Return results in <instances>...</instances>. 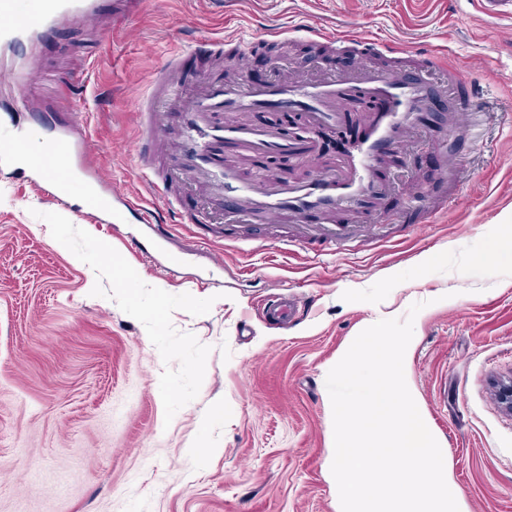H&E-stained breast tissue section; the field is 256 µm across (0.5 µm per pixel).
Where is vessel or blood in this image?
<instances>
[{
  "mask_svg": "<svg viewBox=\"0 0 512 512\" xmlns=\"http://www.w3.org/2000/svg\"><path fill=\"white\" fill-rule=\"evenodd\" d=\"M483 19L499 18L512 12V0H473ZM92 0H43L39 14L19 13L16 0H0V43L17 45L45 34L68 14L88 15ZM331 48L342 51L358 47L361 61L352 62L336 76L308 81L282 74L271 80L254 81L248 75L237 80L214 81L206 75H188L183 70V53L164 60L158 76L139 102L140 120L137 138L152 149L137 155L136 166L147 190H160L159 198L135 197L127 192L101 185L92 198L94 217L100 224H125L129 219L148 225L156 239H166L173 223L196 224L194 213L178 211L175 188H205L212 181L224 186V206L264 224H294L296 245L321 250L327 244L354 243L381 236L378 224L342 227L336 216L342 212L366 213L383 200L387 188L377 176L393 147L402 145L417 124L420 113L432 103L426 73L443 68L448 83L459 90L467 83L462 66L436 53L417 54L395 49L380 40H355L353 36L324 28L310 32ZM233 56L214 49V67H246L250 46L233 41ZM364 97L373 104L363 127L343 166L321 171L314 179L292 181L272 170L245 172L239 166L221 163L220 151L232 148L243 157L268 154L299 159L302 149L297 141L282 137L268 126L244 123L241 113L269 110H297L306 113L311 126L333 130L338 115L350 99ZM26 96H19L17 106L7 118L12 136L0 139V169L14 167L27 156L25 112ZM177 112L181 118L180 139L176 149L162 143L164 112ZM89 142L58 139L52 155L32 162L30 180L52 203L63 201L61 183L55 175L59 164H66L70 176L92 173ZM316 214L320 223H307ZM268 319L286 324L296 316V307L282 295L267 300Z\"/></svg>",
  "mask_w": 512,
  "mask_h": 512,
  "instance_id": "obj_1",
  "label": "vessel or blood"
}]
</instances>
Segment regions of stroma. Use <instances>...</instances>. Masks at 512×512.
I'll return each instance as SVG.
<instances>
[{
	"instance_id": "35a3bbf8",
	"label": "stroma",
	"mask_w": 512,
	"mask_h": 512,
	"mask_svg": "<svg viewBox=\"0 0 512 512\" xmlns=\"http://www.w3.org/2000/svg\"><path fill=\"white\" fill-rule=\"evenodd\" d=\"M116 7L97 0L98 20L17 48L33 72L0 81V106L26 93L43 108L35 137L87 139L99 174L133 195L143 93L176 49H191L188 72L223 79L209 48L228 32L252 45L262 76L340 71L336 52L302 53L320 23L444 47L478 109L455 112L433 72L419 135L379 171L393 187L377 209L387 237L333 254L280 252L289 224L263 225L239 250V226L189 191L181 209L207 221L173 225L169 248L201 247L164 270L130 245L155 251L142 225L116 234L94 221L81 184L59 206L27 167L0 175V512H336L326 376L361 331L415 303L408 383L454 488L468 512H512V414L495 398L512 377V286L498 285L512 261L482 260L512 235V20L485 22L470 0H142L118 21ZM284 26L294 43L267 40ZM366 117L320 141L317 167L346 157ZM413 182L435 205L429 223L408 218ZM274 293L300 298L291 327L265 319ZM217 399L223 416L201 425ZM201 441L218 455L195 461L187 450Z\"/></svg>"
}]
</instances>
